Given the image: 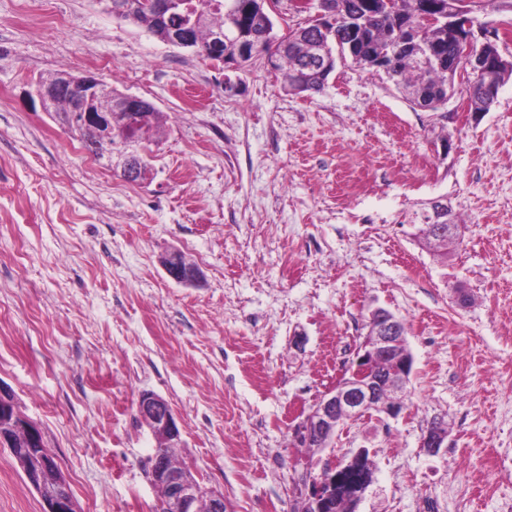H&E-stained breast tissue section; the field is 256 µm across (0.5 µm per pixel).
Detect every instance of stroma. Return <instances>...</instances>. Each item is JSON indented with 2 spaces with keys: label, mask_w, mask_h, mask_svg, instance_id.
I'll use <instances>...</instances> for the list:
<instances>
[{
  "label": "stroma",
  "mask_w": 512,
  "mask_h": 512,
  "mask_svg": "<svg viewBox=\"0 0 512 512\" xmlns=\"http://www.w3.org/2000/svg\"><path fill=\"white\" fill-rule=\"evenodd\" d=\"M512 60V0H475ZM91 71L164 116L153 177L113 173L30 98ZM235 92L193 50L97 0H0V385L41 429L79 512H153L165 398L180 459L228 512H292L308 449L291 429L335 385L371 312L402 319L413 368L397 418L342 424L319 467L368 449L358 512L512 504V79L474 117L456 80L436 109L337 61L291 95L245 64ZM447 198L462 245L440 260L409 219ZM180 250L201 281L160 259ZM448 446L427 454L432 420ZM0 512H43L0 447ZM180 253L176 250L167 253L161 260L166 274L176 283L194 285L200 279V272L194 266H183ZM137 412L154 437L161 440L163 448L177 452L183 448L181 430L169 403L154 393H144L137 404ZM163 448H158L162 451Z\"/></svg>",
  "instance_id": "1"
}]
</instances>
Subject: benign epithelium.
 Instances as JSON below:
<instances>
[{"mask_svg":"<svg viewBox=\"0 0 512 512\" xmlns=\"http://www.w3.org/2000/svg\"><path fill=\"white\" fill-rule=\"evenodd\" d=\"M109 13H129L138 10L154 12L159 19L175 5L173 0H97ZM472 0H445V8L434 9L424 4L418 11V20L426 26L443 25L448 27V42L455 50V62L448 67V73L461 75L468 71L474 79L483 83L485 94L495 100L499 86L496 73L499 68L512 64L495 50L488 52L486 47H495L491 39L476 46L473 27L475 18L471 16ZM295 13H308L314 7L317 13L307 22L319 26L329 33L325 22L335 13L333 0H292ZM210 61L225 66L224 32L214 35ZM41 107L45 111L57 105L62 95L69 97V107L61 114L63 124L68 129L91 130L97 136V152L114 161L128 181L141 182L142 166L151 157L149 146L154 144L151 133H146L137 142L116 140L112 131L122 123H133L139 118L138 111L149 101L132 94L121 93L102 77L94 73L73 75L65 73L55 82L39 81L35 89ZM423 221L428 224L448 225V234L456 232V225L449 219L448 201L443 199L428 202L421 210ZM166 274L182 285H193L200 279V272L194 266H184L180 253L176 250L167 253L161 260ZM375 323L360 343L356 360L341 376L336 385L327 390L314 404L304 420L292 428L295 446L307 448L316 438L334 437L336 430L347 419L369 411L395 417L400 406L388 400H379L381 388L398 389L407 383L412 359L395 363L389 374L375 377L369 374V366L376 360L390 356L399 344L402 331L396 317L387 310L373 311ZM137 412L154 437L163 442V447L178 451L183 447L181 430L169 403L154 393H144L137 404ZM25 434V445L37 452L41 466L48 469L54 466V457L45 450V442L40 429L21 416L15 408L9 390L0 385V446L9 449L15 446L14 434ZM421 447L430 455H436L448 447V429L445 426L426 430L421 438ZM151 483L167 490L164 507L167 512H227L224 495L206 489L191 464L179 469L170 468L165 458L158 452L149 457ZM46 505L45 512H77L76 502L65 486L47 487L33 484Z\"/></svg>","mask_w":512,"mask_h":512,"instance_id":"7a95c632","label":"benign epithelium"}]
</instances>
